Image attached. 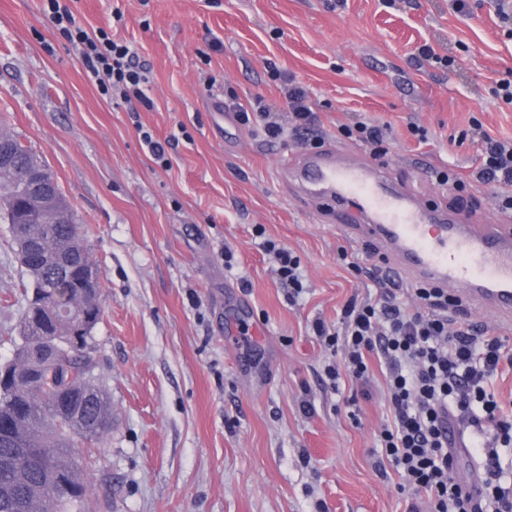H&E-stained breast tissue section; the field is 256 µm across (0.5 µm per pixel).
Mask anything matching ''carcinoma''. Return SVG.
<instances>
[{
	"instance_id": "cac0c4a2",
	"label": "carcinoma",
	"mask_w": 512,
	"mask_h": 512,
	"mask_svg": "<svg viewBox=\"0 0 512 512\" xmlns=\"http://www.w3.org/2000/svg\"><path fill=\"white\" fill-rule=\"evenodd\" d=\"M46 174L53 197L44 203L32 201L23 179L0 174V223L20 226L19 244H29L25 272L39 295L23 311L12 359L0 363V512H82L88 463L79 443L99 439L111 416L86 352L102 308L97 297L85 294L79 264L64 278L55 266L58 254L67 251L89 265L92 261L72 206L52 170ZM77 329L83 330L77 357L63 365L39 364L34 385L21 377L36 363L47 337L65 350ZM62 382L76 398H56L55 387ZM25 448L40 449L41 461L25 460Z\"/></svg>"
}]
</instances>
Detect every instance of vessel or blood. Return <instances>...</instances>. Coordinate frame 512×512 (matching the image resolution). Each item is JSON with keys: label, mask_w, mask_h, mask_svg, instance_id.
Instances as JSON below:
<instances>
[{"label": "vessel or blood", "mask_w": 512, "mask_h": 512, "mask_svg": "<svg viewBox=\"0 0 512 512\" xmlns=\"http://www.w3.org/2000/svg\"><path fill=\"white\" fill-rule=\"evenodd\" d=\"M288 169L329 202L357 200L343 222L389 247L411 277L453 288L472 305L512 316V226L462 224L431 216L404 192H389L382 167L351 161L335 150L302 152Z\"/></svg>", "instance_id": "vessel-or-blood-1"}]
</instances>
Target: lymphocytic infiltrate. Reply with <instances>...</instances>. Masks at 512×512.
Here are the masks:
<instances>
[{
	"label": "lymphocytic infiltrate",
	"mask_w": 512,
	"mask_h": 512,
	"mask_svg": "<svg viewBox=\"0 0 512 512\" xmlns=\"http://www.w3.org/2000/svg\"><path fill=\"white\" fill-rule=\"evenodd\" d=\"M73 0H43L42 10L65 46L75 49L89 82L101 96L119 95L129 112L152 108L147 94L148 69L136 47L106 29L89 30L77 23ZM281 81L283 104L256 100L236 105L239 124L252 125L270 140L294 132L304 142L320 144L321 120L307 89L288 72L272 69ZM443 189L460 191L467 183L493 192L498 207L512 212V139L482 136V164L470 180L448 168L433 171ZM263 251L273 255L278 275L298 298L305 289L300 261L286 247L256 228ZM352 269L366 273L377 286L374 296L351 298L340 324H313L315 335L332 347L335 359L326 369L330 380L349 377L366 385L377 358L385 378L389 424L378 442L388 465L402 478L410 498L428 497L429 512H512V489L501 487L499 447L512 441V398L504 399L495 381L503 365L512 366V345L461 317V303L447 290L426 283L404 289L384 266ZM481 461L478 475L465 484L456 476L459 448Z\"/></svg>",
	"instance_id": "1"
}]
</instances>
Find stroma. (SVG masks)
Here are the masks:
<instances>
[{"mask_svg":"<svg viewBox=\"0 0 512 512\" xmlns=\"http://www.w3.org/2000/svg\"><path fill=\"white\" fill-rule=\"evenodd\" d=\"M469 2L463 16L449 0H78V23L113 29L149 70L155 108L135 118L87 81L41 0H0V121L55 173L102 275L92 356L112 429L91 444L84 512H406L400 476L376 466L382 378L366 396L349 378L331 384L312 331L368 294L339 251L363 260L381 247L284 173L304 149L295 135L270 142L232 118L216 130L204 85L227 102L278 103L276 63L307 88L326 146L363 157L337 125H390L398 142L378 164L395 186L490 223V191L457 197L430 177L478 166L472 118L512 137V106L491 93L512 72V39L496 0ZM425 43L454 56L455 71L415 61ZM138 120L162 138L186 127L170 167L144 154ZM258 227L299 258L308 289L297 301ZM30 284L0 224V362Z\"/></svg>","mask_w":512,"mask_h":512,"instance_id":"35a3bbf8","label":"stroma"}]
</instances>
